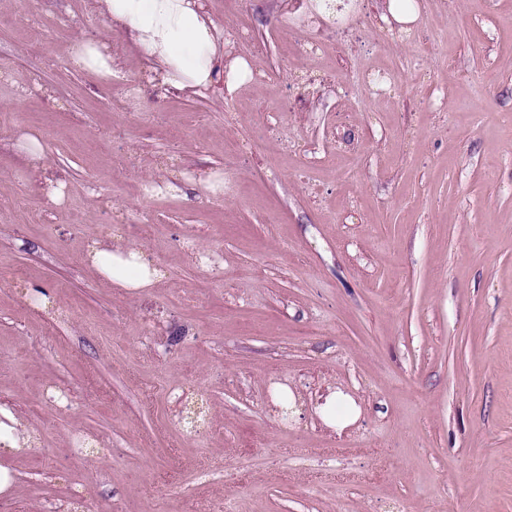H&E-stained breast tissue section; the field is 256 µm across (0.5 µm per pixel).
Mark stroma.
I'll return each instance as SVG.
<instances>
[{
    "label": "stroma",
    "instance_id": "stroma-1",
    "mask_svg": "<svg viewBox=\"0 0 512 512\" xmlns=\"http://www.w3.org/2000/svg\"><path fill=\"white\" fill-rule=\"evenodd\" d=\"M23 2L0 0V417L29 442L0 437V512H512V0H419L402 40L387 0L293 36L283 0H206L246 30L230 95L147 84L89 0ZM384 69L396 97L354 82ZM112 242L158 283L106 282ZM105 45L90 40L77 42L70 50L73 64L104 78H112V54L104 51ZM14 146L25 157L31 170L39 172L46 167L47 156L39 137L33 131L23 130L15 134ZM90 259L99 273L118 288L132 291L151 288L160 277L159 270L152 267L137 249L121 244H96Z\"/></svg>",
    "mask_w": 512,
    "mask_h": 512
}]
</instances>
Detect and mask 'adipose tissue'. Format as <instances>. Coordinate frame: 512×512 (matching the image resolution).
Returning <instances> with one entry per match:
<instances>
[{"label": "adipose tissue", "mask_w": 512, "mask_h": 512, "mask_svg": "<svg viewBox=\"0 0 512 512\" xmlns=\"http://www.w3.org/2000/svg\"><path fill=\"white\" fill-rule=\"evenodd\" d=\"M108 27L126 31L139 50L149 83L196 94L224 84L235 92L252 74L247 60H226L224 34L205 0H93ZM90 259L111 284L137 291L153 287L157 268L132 247L96 245Z\"/></svg>", "instance_id": "ef3b65f1"}]
</instances>
